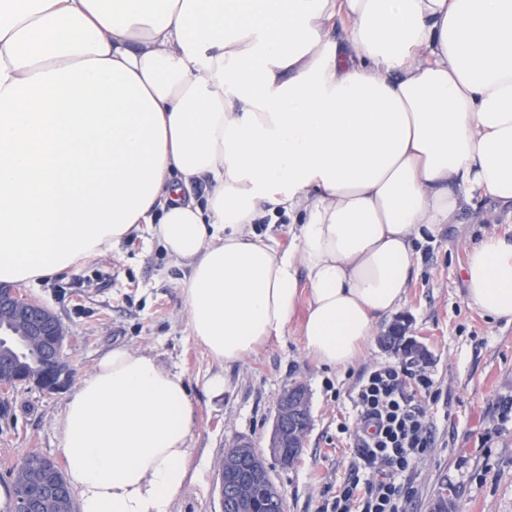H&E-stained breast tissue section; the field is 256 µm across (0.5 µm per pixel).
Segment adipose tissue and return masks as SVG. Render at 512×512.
<instances>
[{"label": "adipose tissue", "mask_w": 512, "mask_h": 512, "mask_svg": "<svg viewBox=\"0 0 512 512\" xmlns=\"http://www.w3.org/2000/svg\"><path fill=\"white\" fill-rule=\"evenodd\" d=\"M486 197L512 206V0H0V282L142 232L215 360L304 294V353L346 368L415 240ZM282 214L285 247L257 227ZM467 254L469 301L512 321V239ZM59 425L80 512H172L193 479L184 375L146 352L103 355Z\"/></svg>", "instance_id": "adipose-tissue-1"}]
</instances>
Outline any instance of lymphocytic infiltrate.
<instances>
[{"mask_svg": "<svg viewBox=\"0 0 512 512\" xmlns=\"http://www.w3.org/2000/svg\"><path fill=\"white\" fill-rule=\"evenodd\" d=\"M440 398L423 367L398 361L360 373L355 417L337 427L353 441V472L320 512H409L417 466L437 443L431 407Z\"/></svg>", "mask_w": 512, "mask_h": 512, "instance_id": "1", "label": "lymphocytic infiltrate"}]
</instances>
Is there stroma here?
<instances>
[{
    "mask_svg": "<svg viewBox=\"0 0 512 512\" xmlns=\"http://www.w3.org/2000/svg\"><path fill=\"white\" fill-rule=\"evenodd\" d=\"M489 235L512 238V214L490 199L465 207L458 223L416 241L415 269L402 307L382 319L364 354L345 369L318 367L304 353L297 324L245 361L224 367L189 334L184 270L157 241L134 237L78 269L24 285L66 325L71 376L62 390L31 383L12 389L0 411V486L34 450L64 466L59 418L68 394L103 354L126 346L180 371L197 409L189 446L197 472L173 512H221L218 462L239 440L266 452L275 410L289 386L305 385L311 427L298 463H266L285 498V512H318L350 473L352 450L336 431L352 416L350 394L360 372L396 360L379 341L394 322L424 353L443 402L435 407L437 448L419 462L411 512H430L440 482L455 487L453 512H512V423L498 404L512 400V323L484 315L467 300L466 248ZM223 375L224 391L207 387Z\"/></svg>",
    "mask_w": 512,
    "mask_h": 512,
    "instance_id": "1",
    "label": "stroma"
}]
</instances>
